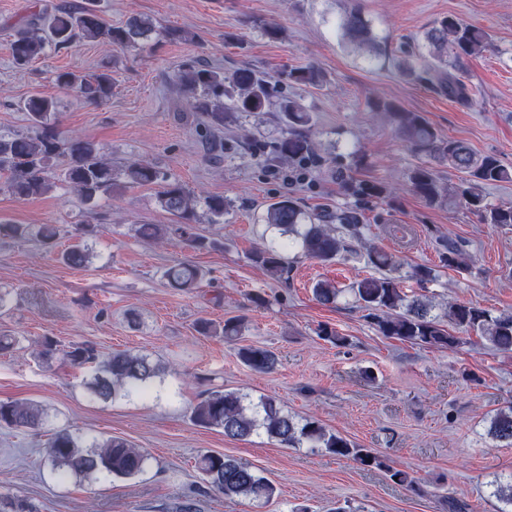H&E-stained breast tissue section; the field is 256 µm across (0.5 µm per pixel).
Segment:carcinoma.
Here are the masks:
<instances>
[{
	"label": "carcinoma",
	"mask_w": 512,
	"mask_h": 512,
	"mask_svg": "<svg viewBox=\"0 0 512 512\" xmlns=\"http://www.w3.org/2000/svg\"><path fill=\"white\" fill-rule=\"evenodd\" d=\"M156 28L152 18L142 15L112 26L99 15L96 0H85L77 7H60L46 18L44 26L20 33L10 44L11 57L14 65L25 68L43 55L47 47L71 45L80 40L104 39L120 50H131L149 40ZM337 30L343 42L368 60H379L388 52V41L373 33L370 23L355 5L339 17ZM490 46L491 36L486 31L448 16L425 31V51L405 53L399 68L409 80L430 83L448 98L471 106L475 88L464 80L466 64L469 58ZM294 80L318 87L323 74L318 67L309 65L295 71ZM55 82L88 103L101 104L112 96L116 78L112 67L103 64L93 74L60 71ZM176 84L190 110L203 119L213 134L224 130V123L233 113L267 112L275 108L282 126L278 156L288 161H316L311 112L299 99L283 94L260 71L241 66L226 73L220 68L190 62L179 70ZM372 108L391 113L409 148L430 159L406 175L414 194L431 204L460 206L484 224L512 225V206L493 205L486 199L487 187L512 181V171L495 156L479 154L463 140L442 136L421 115L403 112L391 102L376 101ZM22 111L39 127V132L34 136H0L1 191L17 199H28L48 193L59 183L76 192L84 202L93 203L119 189L156 186L158 203L174 217V223L139 224L135 232L139 238L157 246L177 238L196 248L206 247L205 240L195 231L200 203L211 223L224 222L228 208L224 197L197 196L151 162L131 160L116 169L103 145L89 138L61 136L54 120V98L34 91L23 101ZM441 167L453 169L462 177L456 183L445 184L440 177ZM263 221L275 236L255 249L251 260L279 279L288 274L285 257L288 251L332 263L350 252L353 244H364L367 230L364 215L356 208L336 213L305 210L287 194L266 206ZM76 231L78 243L62 253L61 260L71 266H83L93 256L92 241L98 236V225L79 224ZM59 235L60 229L55 224L0 222L1 240L34 238L51 244ZM365 250L367 263L375 273L354 282L350 292L355 302L368 311V319L376 331L411 344L454 345L457 337L449 335L441 317L433 314L431 302L408 295L400 288L401 261L371 245ZM440 256L448 267L460 268L467 260L462 245L448 241L443 244ZM163 276L169 287L192 291L201 287L205 272L196 264L179 263L166 268ZM341 293L342 289L330 281H320L313 288L315 299L325 306L335 304ZM444 317L448 318V325L481 336L498 350L512 352V312L494 313L450 301ZM242 329L244 321L240 318L228 319L222 325L207 320L197 324L200 334L229 341L236 340ZM59 355L74 367L91 370L85 386L91 395L102 400L145 395L160 372V365L147 355L118 351L105 357L89 342H74L61 348L57 341L47 337L36 352L37 358L47 365ZM238 355L244 365L256 372H270L277 364L276 355L259 346H244ZM45 417L44 409L35 402H0V426L38 429L44 425ZM191 418L201 427L222 430L231 439L244 440L263 432L284 448H320L364 467L383 466L373 452L327 429L318 418L299 419L284 411L273 396L255 399L237 390H213L192 408ZM488 434L502 446L512 447V405L493 415ZM45 457L51 471L62 480L75 477L94 481L135 478L145 471L149 460L148 454L125 438H83L66 430L53 434ZM198 468L210 486L227 499L268 501L275 496L276 487L271 481L231 456L205 453L198 460ZM492 495L504 504L501 512H512V480L495 482ZM0 512L37 510L23 499L0 494Z\"/></svg>",
	"instance_id": "carcinoma-1"
}]
</instances>
